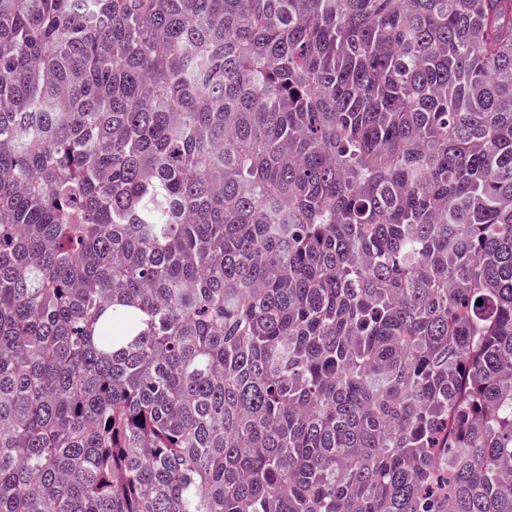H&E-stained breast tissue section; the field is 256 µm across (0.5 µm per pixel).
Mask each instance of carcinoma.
Listing matches in <instances>:
<instances>
[{"label": "carcinoma", "instance_id": "1", "mask_svg": "<svg viewBox=\"0 0 512 512\" xmlns=\"http://www.w3.org/2000/svg\"><path fill=\"white\" fill-rule=\"evenodd\" d=\"M0 512H512V0H0Z\"/></svg>", "mask_w": 512, "mask_h": 512}]
</instances>
